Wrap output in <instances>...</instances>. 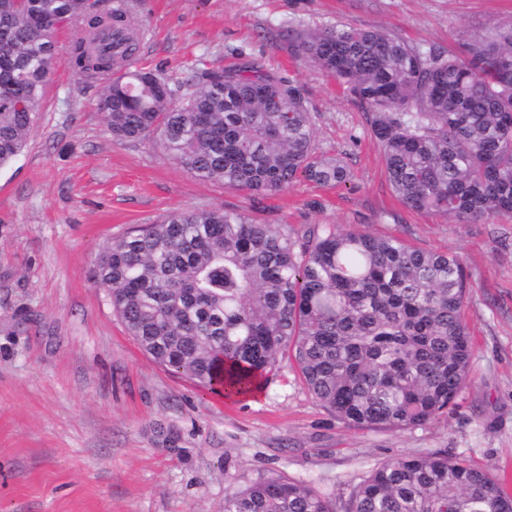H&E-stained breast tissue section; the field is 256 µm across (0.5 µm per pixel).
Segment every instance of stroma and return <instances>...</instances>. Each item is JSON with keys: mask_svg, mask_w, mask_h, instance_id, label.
I'll list each match as a JSON object with an SVG mask.
<instances>
[{"mask_svg": "<svg viewBox=\"0 0 512 512\" xmlns=\"http://www.w3.org/2000/svg\"><path fill=\"white\" fill-rule=\"evenodd\" d=\"M137 20L151 31L140 65L182 76L254 58L280 72L307 102L319 151L344 160L351 180L256 195L198 180L154 139L114 141L59 32L39 120L0 168V512H224L227 493L279 471L335 500L377 464L439 451L512 492V217L458 224L406 206L362 106L299 58L290 35L340 23L448 51L511 21L512 0H141ZM212 208L295 235L336 224L460 256L473 357L447 417L352 427L288 356L257 395L227 399L146 354L97 280L98 255L169 211Z\"/></svg>", "mask_w": 512, "mask_h": 512, "instance_id": "obj_1", "label": "stroma"}]
</instances>
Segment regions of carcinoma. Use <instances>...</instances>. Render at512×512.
Listing matches in <instances>:
<instances>
[{"instance_id": "carcinoma-1", "label": "carcinoma", "mask_w": 512, "mask_h": 512, "mask_svg": "<svg viewBox=\"0 0 512 512\" xmlns=\"http://www.w3.org/2000/svg\"><path fill=\"white\" fill-rule=\"evenodd\" d=\"M137 0H0V167L27 146L73 29L69 64L99 85L117 141L153 137L187 172L251 193L303 177L349 182L317 151L300 92L258 60L173 81L134 59L147 28ZM112 33V51L100 46ZM296 48L366 108L400 200L458 224L512 216V21L455 50L384 30L301 25ZM96 276L130 336L159 364L227 398L261 388L280 353L336 418L402 431L443 416L468 385L471 289L455 254L414 249L336 224L295 239L220 209L173 210L112 240ZM342 512H512V493L446 454L385 461ZM224 512H336L274 472L224 497Z\"/></svg>"}]
</instances>
